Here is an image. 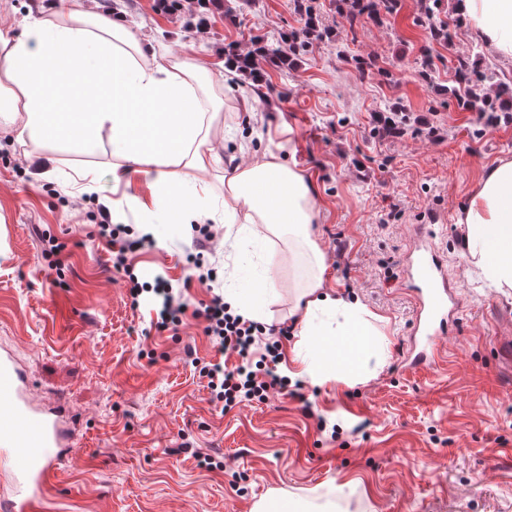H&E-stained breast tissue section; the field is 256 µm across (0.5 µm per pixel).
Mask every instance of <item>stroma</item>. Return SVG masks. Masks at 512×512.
Returning <instances> with one entry per match:
<instances>
[{"instance_id":"35a3bbf8","label":"stroma","mask_w":512,"mask_h":512,"mask_svg":"<svg viewBox=\"0 0 512 512\" xmlns=\"http://www.w3.org/2000/svg\"><path fill=\"white\" fill-rule=\"evenodd\" d=\"M82 2L98 18L123 15L156 54L192 49L224 99V142L263 151L289 142L288 163L316 190L314 238L328 284L381 317L385 361L353 384L297 378L298 394L231 407L213 401L199 365L236 364L204 333L213 294L248 293L269 279L266 327H288V309L313 271L306 258L283 261L279 246L240 235L224 245L223 225L205 252L215 281L188 279L191 230L158 228L153 247L129 253L139 282L166 277L187 304L177 330L157 331L149 294L132 299L112 268V243L97 234L101 210L142 214L129 202L148 190L140 176L112 177L109 142L84 152L11 141L0 124V347L27 369L34 396L74 415L75 453L47 491L48 512H249L269 492L322 504L333 497L356 512H512V293L484 285L462 247L457 219L482 175L512 160V121L488 124L458 107L450 67L480 54L512 78V60L494 57L452 0H440L450 43L415 25L421 0L365 20L357 31L317 0L328 38L300 53L293 68L267 69L251 106L236 108L224 48L253 37L277 40L301 27L294 0H247L214 10L206 32L189 26L197 0L175 15L153 0H0V29L22 35L30 22ZM432 55L437 81L419 75ZM402 106L403 136L372 129L379 110ZM89 169L84 186L73 174ZM442 210L435 243L461 300V320L440 338L446 360L411 369L403 361L414 317L404 256L429 214ZM62 246L45 254L42 238ZM221 461L207 469L204 458Z\"/></svg>"}]
</instances>
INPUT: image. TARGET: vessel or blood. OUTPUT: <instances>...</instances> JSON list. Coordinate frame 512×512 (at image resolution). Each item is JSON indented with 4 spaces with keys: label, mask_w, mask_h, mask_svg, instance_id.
<instances>
[{
    "label": "vessel or blood",
    "mask_w": 512,
    "mask_h": 512,
    "mask_svg": "<svg viewBox=\"0 0 512 512\" xmlns=\"http://www.w3.org/2000/svg\"><path fill=\"white\" fill-rule=\"evenodd\" d=\"M444 220L436 211L429 223L420 225L417 243L406 259L409 283L416 292L411 328L415 346L408 353L414 366L430 367L441 360L438 340L461 311L433 242V227ZM68 419L65 410L46 409L31 400L25 368L11 351L1 349L0 457L10 461L13 482L10 495L0 499V512H42L47 487L74 450Z\"/></svg>",
    "instance_id": "obj_1"
}]
</instances>
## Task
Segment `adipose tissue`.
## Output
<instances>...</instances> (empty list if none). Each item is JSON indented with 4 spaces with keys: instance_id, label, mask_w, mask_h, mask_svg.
Segmentation results:
<instances>
[{
    "instance_id": "adipose-tissue-1",
    "label": "adipose tissue",
    "mask_w": 512,
    "mask_h": 512,
    "mask_svg": "<svg viewBox=\"0 0 512 512\" xmlns=\"http://www.w3.org/2000/svg\"><path fill=\"white\" fill-rule=\"evenodd\" d=\"M453 8L493 55L512 59V0H453ZM148 51L120 18L97 21L76 9L35 20L19 37L0 31V119L23 143L92 149L109 140L114 179L141 175L154 212L194 224L211 215L212 186L202 175L224 164L214 147L224 101L206 93L205 67L185 59L149 65ZM286 149L271 144L225 171L224 237L249 224L267 243L307 244L317 273L290 314L314 344L295 346L293 361L316 384L357 380L382 359L383 333L364 306L327 287L324 254L311 237L314 189L284 161ZM458 221L469 263L511 290L512 160L487 171Z\"/></svg>"
}]
</instances>
